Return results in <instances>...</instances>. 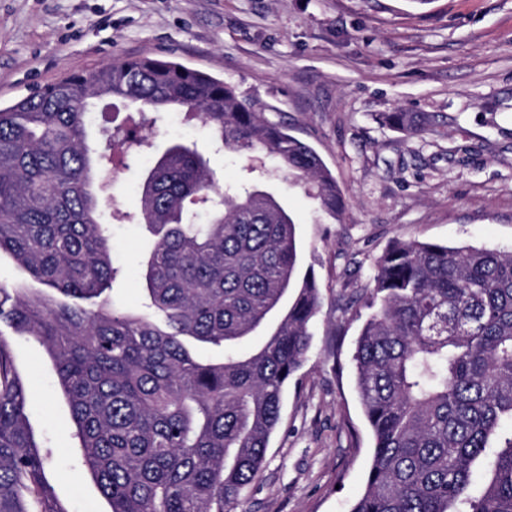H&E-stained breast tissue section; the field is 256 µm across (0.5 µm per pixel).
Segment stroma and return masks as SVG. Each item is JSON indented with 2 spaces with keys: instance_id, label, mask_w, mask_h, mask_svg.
I'll return each instance as SVG.
<instances>
[{
  "instance_id": "obj_1",
  "label": "stroma",
  "mask_w": 512,
  "mask_h": 512,
  "mask_svg": "<svg viewBox=\"0 0 512 512\" xmlns=\"http://www.w3.org/2000/svg\"><path fill=\"white\" fill-rule=\"evenodd\" d=\"M150 56L207 73L312 145L343 196L339 219L316 214L303 182L272 160L212 154L198 121L157 114L154 149L115 160L108 206L122 272L115 302L141 309L150 241L123 220L159 153L176 141L211 158L223 183H263L298 221L302 270L321 292L310 352L284 391L247 512H349L364 491L373 436L351 362L360 302L396 239L512 250V0H0V105L66 74ZM389 112L438 115L419 137ZM29 421L46 471L71 512H107L80 471L78 440L53 363L15 341Z\"/></svg>"
}]
</instances>
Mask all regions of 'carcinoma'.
Segmentation results:
<instances>
[{
    "instance_id": "cac0c4a2",
    "label": "carcinoma",
    "mask_w": 512,
    "mask_h": 512,
    "mask_svg": "<svg viewBox=\"0 0 512 512\" xmlns=\"http://www.w3.org/2000/svg\"><path fill=\"white\" fill-rule=\"evenodd\" d=\"M99 96L181 111L229 152L274 157L309 184L319 210L343 208L312 146L177 62L121 59L0 107V254L45 287L0 286V512H67L29 425L16 336L52 359L83 474L108 512H246L311 345L320 289L299 276L285 207L258 185L221 187L192 146L175 142L128 216L156 237L140 273L151 313L110 302L111 155L86 129ZM385 122L412 137L437 117L392 112ZM143 145L112 132L114 150ZM368 285L372 312L353 361L375 446L351 512H512V430L496 442L512 421V251L395 240ZM259 331L264 340L242 350ZM203 345L222 357L200 358ZM480 460L490 478L477 493Z\"/></svg>"
}]
</instances>
